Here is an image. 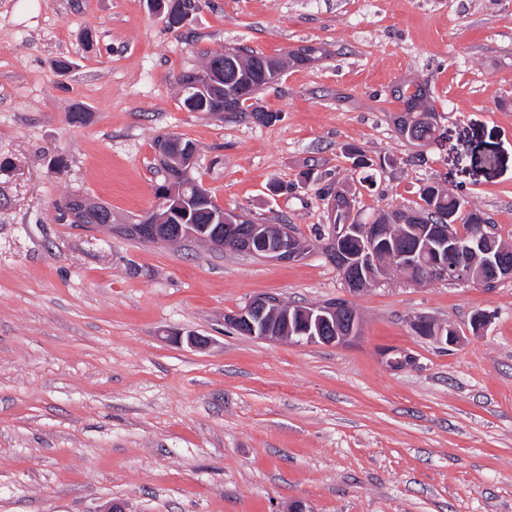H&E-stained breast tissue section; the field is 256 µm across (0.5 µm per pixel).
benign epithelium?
<instances>
[{
	"mask_svg": "<svg viewBox=\"0 0 512 512\" xmlns=\"http://www.w3.org/2000/svg\"><path fill=\"white\" fill-rule=\"evenodd\" d=\"M224 80L223 66L220 63L207 65L200 70L198 79L184 89L201 93H212L222 88ZM237 214L226 212L217 224H160L149 222L140 226L133 224H114L112 219L97 225L108 232L141 231L146 234L147 242L159 245L179 244L194 241L207 243L212 249L222 251L229 242L240 252L256 253L258 256L280 262H294L304 258L310 247L298 243V237L289 224H279L274 234H269L263 224H254L244 230L237 226ZM370 225L360 224L352 219L343 224L330 223L326 233L318 244L324 257L339 264L344 274L358 273L367 276L377 285L385 280L384 264L379 262V253L375 251V237L369 234ZM491 226L477 224L465 238L455 234L450 228H439L430 235L425 246L418 250H405L396 255L401 265H412L417 255L428 257L422 264L420 278L416 284L435 281H448L455 284H476L486 286L502 279H512V260L499 252L487 248ZM350 241L365 243L367 256L355 252L345 254L339 247ZM279 299L261 295L253 298L243 308L229 318L236 331L244 336L268 341H295L322 345H339L355 337L359 329V319L354 317L336 326L337 307L305 306L292 310L281 309L286 322L296 321L295 326L283 331L272 326L266 319L267 310L279 306ZM413 330L421 336H433L434 340L448 346H456L460 336L451 326H443L433 320L421 317L412 324Z\"/></svg>",
	"mask_w": 512,
	"mask_h": 512,
	"instance_id": "1",
	"label": "benign epithelium"
}]
</instances>
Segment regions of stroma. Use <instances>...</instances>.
Masks as SVG:
<instances>
[{"label":"stroma","mask_w":512,"mask_h":512,"mask_svg":"<svg viewBox=\"0 0 512 512\" xmlns=\"http://www.w3.org/2000/svg\"><path fill=\"white\" fill-rule=\"evenodd\" d=\"M196 4L173 29L148 0H0V512H512V279L393 273L353 294L316 251L153 245L57 211L80 197L118 224L154 212V142L173 133L198 145L193 175L224 210L312 243L327 203L299 174L351 181L354 145L393 160L356 196L359 220L416 207L436 179L512 245V0ZM305 45L327 58L257 96L275 123L184 107L177 78L209 56ZM407 80L441 125L421 150L394 123ZM262 294L347 300L361 334H239L228 316ZM421 316L459 346L416 335Z\"/></svg>","instance_id":"1"}]
</instances>
